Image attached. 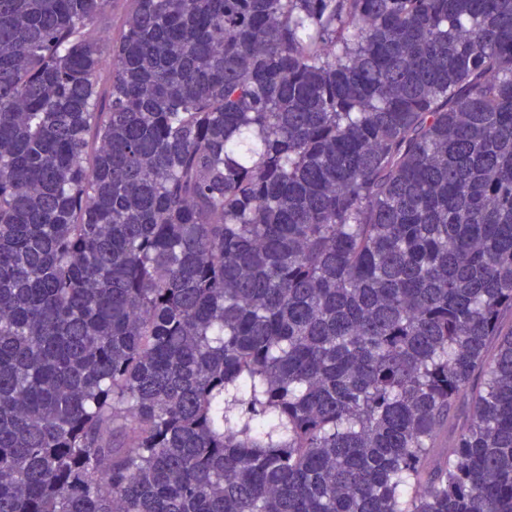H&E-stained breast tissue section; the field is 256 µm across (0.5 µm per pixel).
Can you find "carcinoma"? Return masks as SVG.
Here are the masks:
<instances>
[{
    "instance_id": "cac0c4a2",
    "label": "carcinoma",
    "mask_w": 512,
    "mask_h": 512,
    "mask_svg": "<svg viewBox=\"0 0 512 512\" xmlns=\"http://www.w3.org/2000/svg\"><path fill=\"white\" fill-rule=\"evenodd\" d=\"M0 0V512H512V0Z\"/></svg>"
}]
</instances>
